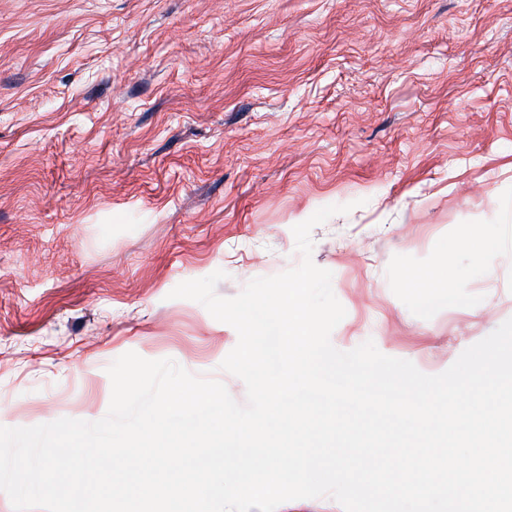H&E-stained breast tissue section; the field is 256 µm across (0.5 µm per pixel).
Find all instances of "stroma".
I'll return each instance as SVG.
<instances>
[{
  "label": "stroma",
  "instance_id": "obj_1",
  "mask_svg": "<svg viewBox=\"0 0 512 512\" xmlns=\"http://www.w3.org/2000/svg\"><path fill=\"white\" fill-rule=\"evenodd\" d=\"M344 204L335 348L435 375L512 318V0H0V426L102 419L130 351L245 403L236 330L170 293L297 266ZM406 283L414 293L426 300L447 303L452 299L448 292V272L438 268H423L405 276Z\"/></svg>",
  "mask_w": 512,
  "mask_h": 512
}]
</instances>
